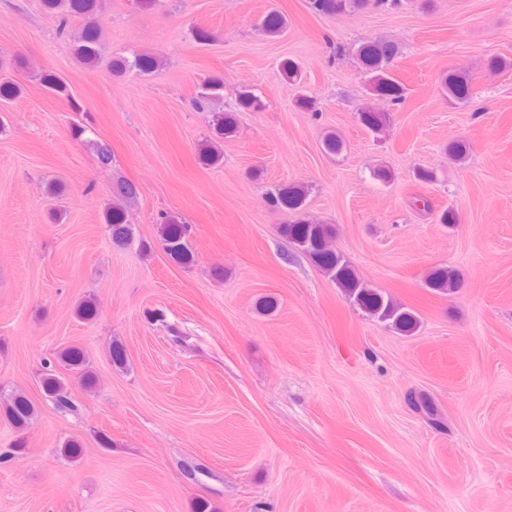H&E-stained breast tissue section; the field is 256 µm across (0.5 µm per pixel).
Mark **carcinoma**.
Returning a JSON list of instances; mask_svg holds the SVG:
<instances>
[{
	"mask_svg": "<svg viewBox=\"0 0 512 512\" xmlns=\"http://www.w3.org/2000/svg\"><path fill=\"white\" fill-rule=\"evenodd\" d=\"M401 0H311L312 8L320 15L331 16L344 12L360 11L370 4H386L393 7ZM47 9L59 14L60 26H66L71 19L80 17L84 23L74 38L75 54L84 63L93 65L97 62L102 46V32L94 20L98 0H44ZM256 28L271 37L281 35L286 24L278 13L264 16ZM399 54L396 43L387 40H365L355 50L357 64L366 76L369 95L385 97L394 102L403 99L405 88L394 76L391 65ZM157 65V59L150 55H136L133 59L117 57L112 60V72L126 73L130 70L149 72ZM473 75L466 69L448 71L440 79L442 93L451 104L467 101L472 92ZM224 86V78L213 77L201 93L199 105L209 104L219 99ZM359 120L371 132L377 134L384 130L389 122V114L380 112L371 105L363 106L358 112ZM138 195L137 186L129 181L118 184L112 203L105 208L103 217L111 232L112 244L118 248L131 246L134 240L130 225L125 222L127 204ZM276 206L294 211L302 206L303 190L297 186H283L270 193ZM281 234L298 248L342 290L348 300L357 305L368 316L386 322L390 327L403 334L414 333L419 325L418 316L410 309L383 295L363 281L349 265L344 257L336 252L331 245L333 228L327 224H313L301 221L296 224H283ZM188 225L180 223L173 216H165L162 220L161 236L165 248L182 261L192 258L186 238ZM430 288L446 293L458 288L456 275L446 268L434 270L428 278ZM57 361L68 370L78 374L81 384L91 389L95 386V375L91 370L84 351L77 346L60 350ZM42 389L45 397L57 407L73 410L75 403L67 379L60 377L50 369L42 377ZM0 417L14 428L23 431L29 428L36 417V409L27 396L14 394L0 405Z\"/></svg>",
	"mask_w": 512,
	"mask_h": 512,
	"instance_id": "cac0c4a2",
	"label": "carcinoma"
}]
</instances>
